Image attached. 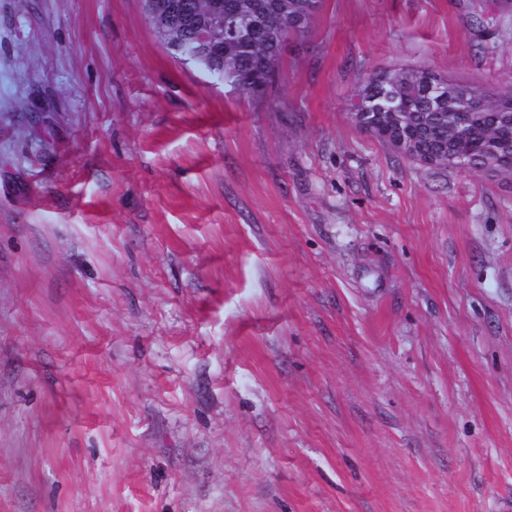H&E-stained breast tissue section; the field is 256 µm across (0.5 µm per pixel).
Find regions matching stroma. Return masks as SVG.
<instances>
[{
  "label": "stroma",
  "instance_id": "35a3bbf8",
  "mask_svg": "<svg viewBox=\"0 0 512 512\" xmlns=\"http://www.w3.org/2000/svg\"><path fill=\"white\" fill-rule=\"evenodd\" d=\"M403 66L511 88L512 14L325 0L244 97L141 0H0V512L512 499V184L350 123Z\"/></svg>",
  "mask_w": 512,
  "mask_h": 512
}]
</instances>
